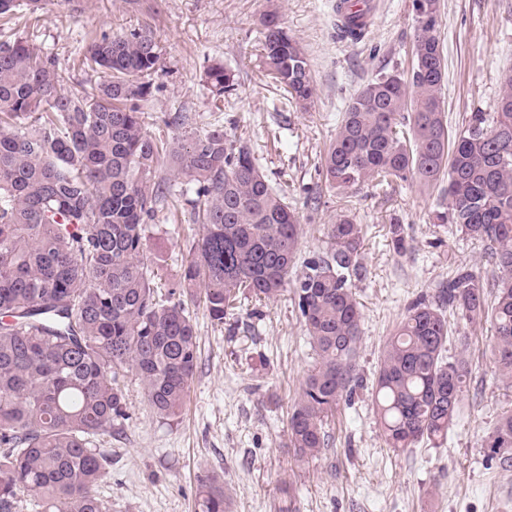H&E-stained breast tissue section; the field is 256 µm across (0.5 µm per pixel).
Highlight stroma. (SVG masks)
I'll return each instance as SVG.
<instances>
[{
  "instance_id": "obj_1",
  "label": "stroma",
  "mask_w": 512,
  "mask_h": 512,
  "mask_svg": "<svg viewBox=\"0 0 512 512\" xmlns=\"http://www.w3.org/2000/svg\"><path fill=\"white\" fill-rule=\"evenodd\" d=\"M337 0H58L37 24L24 19L0 34L28 40L57 59L61 86L78 93L100 73L81 63L89 44L133 30L152 33L161 50L148 131L166 141L219 128L257 158L270 185L303 227L300 256L327 248L326 227L344 214L361 224L366 273L353 288L363 313L357 374L363 385L329 419L332 442L319 457L296 459L288 411L314 364L292 292L271 301L246 294L224 323L203 304L190 306L197 370L181 414L150 409L135 373L122 380L129 418L120 432L98 436L109 456L98 493L112 512H197L199 478L224 477L231 512H512V466L488 461L485 441L512 413V383L490 354V323L467 324L446 309L454 335L449 355L470 364L459 417L442 444L388 448L371 405L383 344L412 302L434 300L457 271L483 275L493 266L483 243L432 214L439 189L416 180L368 183L345 194L329 187L321 159L354 94L379 71H410L415 59V0H373L371 24L358 41L340 38ZM437 36L446 79L444 112L451 135L471 113L494 117L501 78L512 69V0H438ZM278 9L303 47L316 95L300 109L263 71L262 15ZM224 63L236 89L214 107L204 82ZM187 121L168 126L174 113ZM195 192L171 198L146 228L144 256L166 287L179 285L181 265L199 238L190 219ZM400 225L405 254H396L391 225Z\"/></svg>"
}]
</instances>
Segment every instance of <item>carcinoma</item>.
<instances>
[{"instance_id":"obj_1","label":"carcinoma","mask_w":512,"mask_h":512,"mask_svg":"<svg viewBox=\"0 0 512 512\" xmlns=\"http://www.w3.org/2000/svg\"><path fill=\"white\" fill-rule=\"evenodd\" d=\"M50 2L0 0V17H32ZM415 4L411 75L381 72L351 98L323 158L325 179L343 192L410 177L441 188L433 223L489 245L499 275L457 274L435 301L416 302L385 341L373 405L395 451L440 442L459 414L471 369L446 355L443 308L469 324L491 322L496 368L512 380V70L502 75L493 121L474 112L450 137L438 0ZM263 26L264 70L307 106L315 88L304 51L277 13ZM159 58L145 32L104 36L82 60L104 80L71 94L54 56L21 38L0 42V512H17L24 495L42 512H109L95 491L107 458L94 437L127 419L119 384L127 370L156 415L180 413L197 365L190 303L222 324L239 289L271 300L292 285L317 355L288 412L301 461L328 447L329 416L362 385L352 284L364 275L361 225L340 217L329 225V248L297 262L298 216L249 150L222 129L172 145L147 131L143 102ZM205 80L217 100L235 90L222 63L207 66ZM166 153L204 203L192 208L202 233L183 266L182 292L163 298L142 253L147 220L171 193L165 180L153 181ZM486 448L512 463V413ZM197 506L229 512L220 477H201Z\"/></svg>"}]
</instances>
